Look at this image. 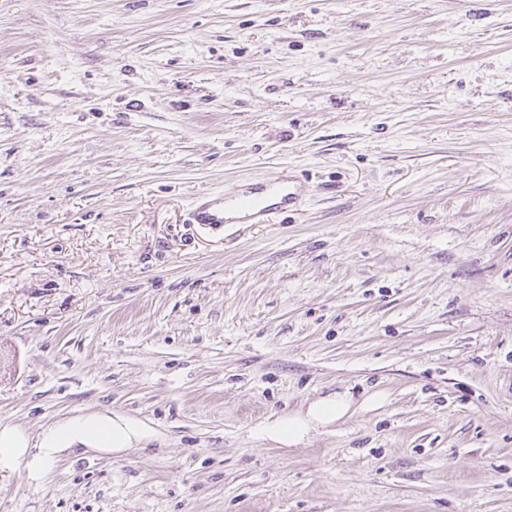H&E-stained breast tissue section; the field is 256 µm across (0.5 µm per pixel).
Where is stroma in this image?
I'll return each mask as SVG.
<instances>
[{"label":"stroma","mask_w":512,"mask_h":512,"mask_svg":"<svg viewBox=\"0 0 512 512\" xmlns=\"http://www.w3.org/2000/svg\"><path fill=\"white\" fill-rule=\"evenodd\" d=\"M112 410L0 512H512V0H0V425ZM297 176L279 174L240 184L233 194L207 193L195 198L191 224L216 228L224 224H270L278 215L294 211L306 193ZM352 405V397L347 392L318 398L309 403L305 414L275 419L267 426L266 432L271 439L282 444H297L311 431L345 418Z\"/></svg>","instance_id":"1"}]
</instances>
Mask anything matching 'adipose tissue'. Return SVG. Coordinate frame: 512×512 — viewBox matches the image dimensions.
Returning a JSON list of instances; mask_svg holds the SVG:
<instances>
[{
    "instance_id": "adipose-tissue-1",
    "label": "adipose tissue",
    "mask_w": 512,
    "mask_h": 512,
    "mask_svg": "<svg viewBox=\"0 0 512 512\" xmlns=\"http://www.w3.org/2000/svg\"><path fill=\"white\" fill-rule=\"evenodd\" d=\"M353 405L349 394L338 393L309 403L305 413L273 420L268 436L291 445L311 431L345 418ZM153 435L144 422L118 412L70 416L31 440L21 428L0 426V471L24 468L29 482L43 483L50 463L67 453L95 451L117 454L149 440Z\"/></svg>"
}]
</instances>
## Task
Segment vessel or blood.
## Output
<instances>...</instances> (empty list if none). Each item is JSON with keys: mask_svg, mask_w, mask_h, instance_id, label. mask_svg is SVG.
I'll use <instances>...</instances> for the list:
<instances>
[{"mask_svg": "<svg viewBox=\"0 0 512 512\" xmlns=\"http://www.w3.org/2000/svg\"><path fill=\"white\" fill-rule=\"evenodd\" d=\"M306 193L297 176L279 174L240 184L233 194L207 193L195 198L190 223L216 228L226 224H268L295 210Z\"/></svg>", "mask_w": 512, "mask_h": 512, "instance_id": "obj_1", "label": "vessel or blood"}]
</instances>
